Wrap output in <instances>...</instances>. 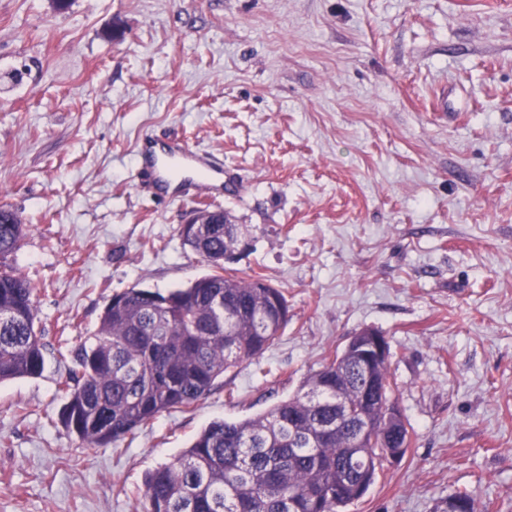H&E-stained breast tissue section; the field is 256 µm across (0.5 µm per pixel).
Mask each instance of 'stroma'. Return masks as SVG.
<instances>
[{"label":"stroma","mask_w":512,"mask_h":512,"mask_svg":"<svg viewBox=\"0 0 512 512\" xmlns=\"http://www.w3.org/2000/svg\"><path fill=\"white\" fill-rule=\"evenodd\" d=\"M122 37H113V30ZM222 160L252 226L227 268L282 289L258 361L109 448L60 421L109 299L209 273L193 196L135 179L144 136ZM31 227L41 375L0 384V512H146L144 477L264 414L356 332L387 337L410 432L347 512H512V0H0V204Z\"/></svg>","instance_id":"35a3bbf8"}]
</instances>
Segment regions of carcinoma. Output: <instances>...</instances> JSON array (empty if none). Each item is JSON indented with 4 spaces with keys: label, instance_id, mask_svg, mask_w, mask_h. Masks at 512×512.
I'll return each instance as SVG.
<instances>
[{
    "label": "carcinoma",
    "instance_id": "obj_1",
    "mask_svg": "<svg viewBox=\"0 0 512 512\" xmlns=\"http://www.w3.org/2000/svg\"><path fill=\"white\" fill-rule=\"evenodd\" d=\"M30 231L0 205V383L44 369L35 288L6 264ZM180 236L213 271L167 293L131 288L106 305L90 343L69 350L73 366L59 391L61 422L88 448L113 443L158 415L204 399L224 373L259 358L288 325L284 293L260 276L224 274V225H180ZM389 364L373 371L381 391L367 401L368 460L353 457L355 433L336 426V400L354 402L368 379L347 353L305 380V391L266 413L210 422L173 462L145 475L148 512H343L367 492L387 453L409 446L399 425L387 432L394 388ZM451 498L461 512H484L468 492Z\"/></svg>",
    "mask_w": 512,
    "mask_h": 512
}]
</instances>
